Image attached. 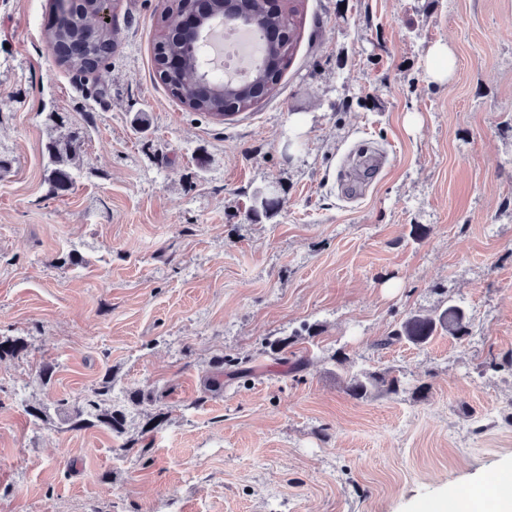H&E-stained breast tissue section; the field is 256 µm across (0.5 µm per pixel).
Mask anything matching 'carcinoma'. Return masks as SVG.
<instances>
[{
  "label": "carcinoma",
  "instance_id": "1",
  "mask_svg": "<svg viewBox=\"0 0 512 512\" xmlns=\"http://www.w3.org/2000/svg\"><path fill=\"white\" fill-rule=\"evenodd\" d=\"M298 2L288 0V9L273 10L267 0H210L208 10L213 18L227 10L242 17L261 14L265 17L266 27L279 33L276 39L265 40L263 59L247 79L238 82H225L207 73L202 51L169 31L168 25H162L153 45V59L171 95L191 111L214 118L226 116L230 109L246 110L270 96L290 63L299 38L294 21ZM99 9V0H78L68 23L47 32L46 38L55 51L58 66L68 71L90 73L108 55L112 49V30L96 23ZM172 56L182 58V65L177 70L167 68V59ZM79 139L78 133L70 131L51 139L47 145L51 164L48 181L54 192L66 191L72 185L68 165ZM277 205L278 201L259 191L255 194L251 212L257 217L262 212L269 213ZM443 333L460 341L470 335L469 320L461 307L449 304L433 316L410 315L398 328L377 340L375 347L383 350L402 342L421 347ZM346 391L353 398H362L373 392L396 395L400 391V379L389 371L360 372L349 377ZM110 395L112 382L106 379L92 395L83 398L81 404L64 409L71 429H82L96 423L121 436L125 430V414L112 406H105Z\"/></svg>",
  "mask_w": 512,
  "mask_h": 512
}]
</instances>
